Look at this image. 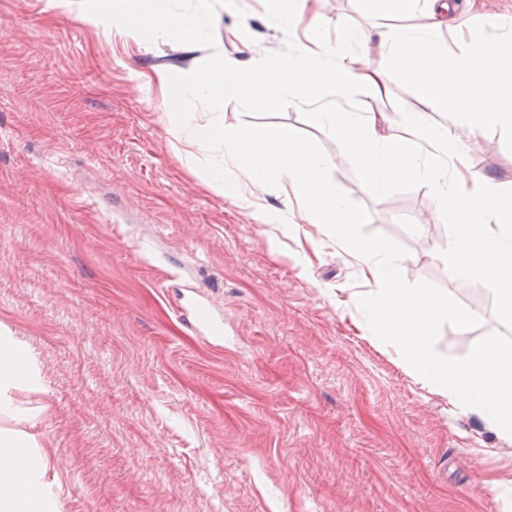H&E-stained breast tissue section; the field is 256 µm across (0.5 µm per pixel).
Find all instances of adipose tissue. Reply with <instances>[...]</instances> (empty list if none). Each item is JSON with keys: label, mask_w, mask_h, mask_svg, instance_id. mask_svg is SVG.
I'll list each match as a JSON object with an SVG mask.
<instances>
[{"label": "adipose tissue", "mask_w": 512, "mask_h": 512, "mask_svg": "<svg viewBox=\"0 0 512 512\" xmlns=\"http://www.w3.org/2000/svg\"><path fill=\"white\" fill-rule=\"evenodd\" d=\"M381 16L385 28L379 45L397 63L413 89L416 110L396 113L382 123L379 113L349 107L360 89L380 100L390 97L388 71L363 62L369 35L343 29L335 42L322 38L327 21L321 0H270L265 25L281 33L304 27L306 38L289 45L272 64L225 58L218 71L159 64L153 78L169 110V133L182 143L176 157L208 187L224 186V169L232 165L244 180L232 193L236 205L256 222L271 215L258 191L276 181L298 190L297 204L286 205L282 218L311 224L335 237L356 261L363 278L377 284L357 307L354 322L371 339L399 349L410 375L449 403L479 415L498 438L512 445V343L490 341L473 355L450 357L437 352L434 338L444 324L463 325L472 313L450 305L446 294L407 288L400 275L405 261L394 247L349 237L364 223L328 178L329 158L314 145L281 128L264 136L248 126L226 127L223 114L232 107L259 111L285 100L311 108L319 122L344 145L362 172L366 191L385 193L408 180L426 187L434 214L448 224V245L434 256L458 287L482 281L512 311V190L494 178L471 171L467 145L455 128L431 121L448 112L472 123L499 129L512 140V28L486 15L490 38L457 52L442 39L446 30L462 31L453 0H364ZM219 0H191L176 12L174 0H48L60 14H77L103 36L118 34L140 43L144 31L180 39L191 53L210 41ZM205 103V115L188 109ZM206 150L199 162L197 150ZM32 435L0 430V512H50L37 466L28 449Z\"/></svg>", "instance_id": "ef3b65f1"}]
</instances>
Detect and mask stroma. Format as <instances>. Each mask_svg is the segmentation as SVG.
Wrapping results in <instances>:
<instances>
[{
	"mask_svg": "<svg viewBox=\"0 0 512 512\" xmlns=\"http://www.w3.org/2000/svg\"><path fill=\"white\" fill-rule=\"evenodd\" d=\"M466 44L512 0H455ZM0 0V326L40 370L9 388L15 417L47 451L43 481L60 512H505L491 487L512 479V446L480 416L412 378L394 348L352 320L374 291L335 238L307 224L255 223L229 169L200 187L160 121L155 65L185 64L175 40L149 51ZM268 0L224 7L199 66L220 55L272 60L288 36L266 28ZM324 30L373 29L362 0H328ZM473 171L512 183V145L462 117ZM256 133L288 128L331 160L328 177L367 223L358 239L406 256L401 278L474 312L437 350L470 356L512 342V315L479 281L456 288L433 257L448 244L426 188L367 194L343 144L312 110L276 101L225 114ZM221 310L224 343L188 333L179 294Z\"/></svg>",
	"mask_w": 512,
	"mask_h": 512,
	"instance_id": "1",
	"label": "stroma"
}]
</instances>
